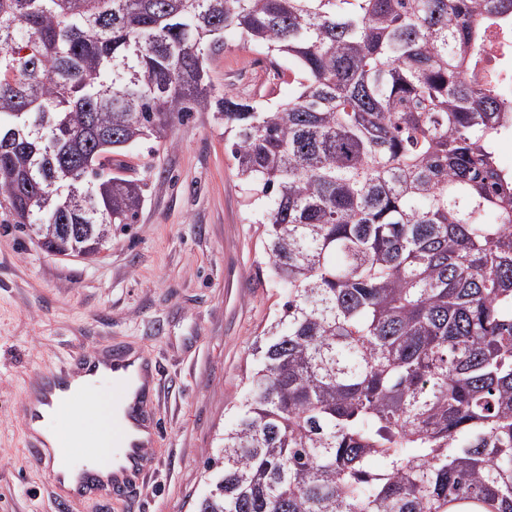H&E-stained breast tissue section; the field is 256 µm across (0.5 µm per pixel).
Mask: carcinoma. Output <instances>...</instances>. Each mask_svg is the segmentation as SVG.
<instances>
[{"label": "carcinoma", "instance_id": "cac0c4a2", "mask_svg": "<svg viewBox=\"0 0 512 512\" xmlns=\"http://www.w3.org/2000/svg\"><path fill=\"white\" fill-rule=\"evenodd\" d=\"M492 23L512 0H0V208L48 251L99 255L144 202L127 148L224 116L288 298L195 512H512ZM234 38L288 56V100L214 95Z\"/></svg>", "mask_w": 512, "mask_h": 512}]
</instances>
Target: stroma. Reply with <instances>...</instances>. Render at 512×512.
<instances>
[{
    "instance_id": "stroma-1",
    "label": "stroma",
    "mask_w": 512,
    "mask_h": 512,
    "mask_svg": "<svg viewBox=\"0 0 512 512\" xmlns=\"http://www.w3.org/2000/svg\"><path fill=\"white\" fill-rule=\"evenodd\" d=\"M287 57L239 41L212 54L220 92L288 99ZM171 145L127 151L144 203L94 258L49 253L0 209V512H194L206 465L231 426L252 343L287 292L262 262V227L224 148V122L196 112ZM112 343L157 362L161 428L154 479L121 505L70 500L25 446L22 391L78 349Z\"/></svg>"
}]
</instances>
